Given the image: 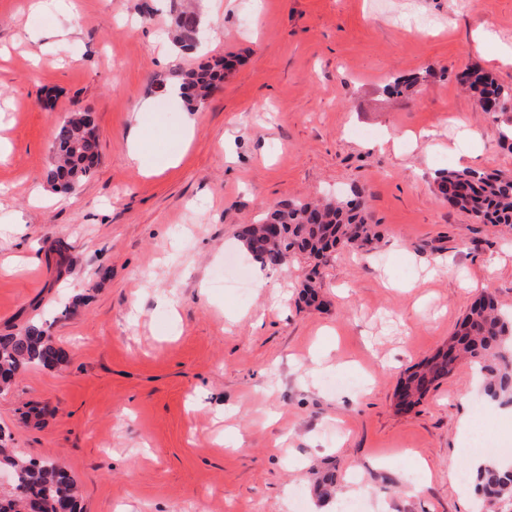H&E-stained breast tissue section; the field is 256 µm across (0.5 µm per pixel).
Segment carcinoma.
Instances as JSON below:
<instances>
[{
  "instance_id": "carcinoma-1",
  "label": "carcinoma",
  "mask_w": 512,
  "mask_h": 512,
  "mask_svg": "<svg viewBox=\"0 0 512 512\" xmlns=\"http://www.w3.org/2000/svg\"><path fill=\"white\" fill-rule=\"evenodd\" d=\"M200 17L189 8H179L172 19L173 40L183 49L197 41ZM224 58L195 69L176 68L172 81L179 84L188 107L206 103L214 83L223 78ZM481 109L498 114L512 101V88L498 84L487 72L476 80H463ZM85 112L74 111L56 127V160L48 180L59 192L69 193L94 173L83 165L99 156L98 138L83 131ZM464 190L452 203L484 224L512 225V177L480 169L446 171L439 176V193L447 198L448 188ZM279 224L283 236L273 240L265 225ZM247 254L262 266L279 268L287 253L323 258L339 245L367 249L378 240L375 225L368 223L360 198L325 199L317 202L289 201L273 207L255 224H243L237 232ZM64 361V353L53 337L38 326L29 325L17 332L0 335V383L8 384L29 366L53 368ZM476 369L482 381V395L492 407H512V315L502 311L497 299L483 295L459 322L448 343L402 379L395 397L397 407L408 411L420 404L431 387L448 377L462 362ZM0 469L14 474L15 484L0 491V512H58L56 503L81 512L76 481L57 461H37L19 455L12 448L0 447ZM474 488L489 504L512 499V463H490L471 474ZM336 475L326 472L316 478L319 497L331 496Z\"/></svg>"
}]
</instances>
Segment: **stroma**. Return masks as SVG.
<instances>
[{
  "label": "stroma",
  "instance_id": "35a3bbf8",
  "mask_svg": "<svg viewBox=\"0 0 512 512\" xmlns=\"http://www.w3.org/2000/svg\"><path fill=\"white\" fill-rule=\"evenodd\" d=\"M38 3L0 0V334L43 326L66 360L0 390V445L63 459L84 512H330L311 490L330 463L355 512H484L453 479L462 423L512 451V409L478 406L467 364L410 411L394 394L480 294L512 307V228L436 183L466 129L477 168L512 176L499 122L459 80L478 67L512 87L494 46L474 49L482 29L512 40V0H219L181 52L157 39L173 0ZM227 55L181 142L159 81ZM397 76L413 91L385 93ZM76 109L100 163L66 205L34 203ZM325 193L360 194L374 250L266 270L242 250L240 225Z\"/></svg>",
  "mask_w": 512,
  "mask_h": 512
}]
</instances>
